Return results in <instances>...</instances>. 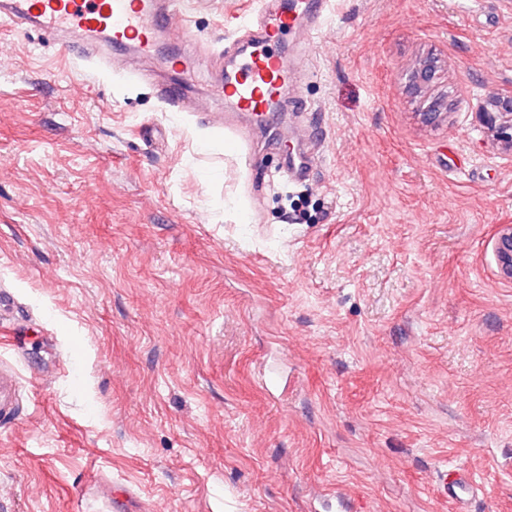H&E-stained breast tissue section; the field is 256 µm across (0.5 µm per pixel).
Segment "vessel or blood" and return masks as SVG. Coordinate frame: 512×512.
Returning a JSON list of instances; mask_svg holds the SVG:
<instances>
[{
    "mask_svg": "<svg viewBox=\"0 0 512 512\" xmlns=\"http://www.w3.org/2000/svg\"><path fill=\"white\" fill-rule=\"evenodd\" d=\"M216 7L215 0H0V16L20 28L33 25L50 35L83 36L76 52L86 58L100 57L109 69L124 67L130 48L140 56H154L161 35L175 26L187 27L195 15ZM332 10L333 0H266L257 11L240 8L238 17L249 32V49L232 68H215L208 101L188 95L194 70L186 57L176 59L179 77L161 88L163 101L172 112H204L212 102L223 105L228 130L233 129L238 112L265 120L274 112L307 111V103L298 94V65ZM91 34L104 35L109 52L99 53L87 40ZM286 39L292 44L290 53L272 50V43ZM478 489L470 473L443 470L438 474L437 491L448 498L455 512H469L467 505ZM98 494L112 512H146L132 491L112 485L99 489Z\"/></svg>",
    "mask_w": 512,
    "mask_h": 512,
    "instance_id": "1",
    "label": "vessel or blood"
}]
</instances>
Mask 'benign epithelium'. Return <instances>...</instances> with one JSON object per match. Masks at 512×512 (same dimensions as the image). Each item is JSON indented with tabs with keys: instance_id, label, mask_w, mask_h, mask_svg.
Masks as SVG:
<instances>
[{
	"instance_id": "obj_1",
	"label": "benign epithelium",
	"mask_w": 512,
	"mask_h": 512,
	"mask_svg": "<svg viewBox=\"0 0 512 512\" xmlns=\"http://www.w3.org/2000/svg\"><path fill=\"white\" fill-rule=\"evenodd\" d=\"M443 72L442 58L436 53L419 56L405 71L404 90L414 97L427 98L425 110L419 113L422 124L437 127L446 122L452 104L446 97H432L430 92ZM480 125L494 144L512 152V91H490L476 112ZM493 259L497 275L512 282V224L497 225L494 234Z\"/></svg>"
}]
</instances>
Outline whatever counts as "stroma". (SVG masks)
Here are the masks:
<instances>
[{"mask_svg": "<svg viewBox=\"0 0 512 512\" xmlns=\"http://www.w3.org/2000/svg\"><path fill=\"white\" fill-rule=\"evenodd\" d=\"M304 124L169 112L153 85L0 18V512H453L438 470L512 512V153L475 119L512 91L502 0H335ZM201 13L196 56L243 33ZM446 61L449 122L401 75ZM308 176L281 177L283 141ZM83 348L71 349L72 337ZM493 259L497 275L512 282V224L497 225L494 234ZM93 490L99 494V498L108 504L107 510L113 512H145V508L140 498L130 490H119L116 486H108L99 489L96 482L93 484Z\"/></svg>", "mask_w": 512, "mask_h": 512, "instance_id": "1", "label": "stroma"}]
</instances>
